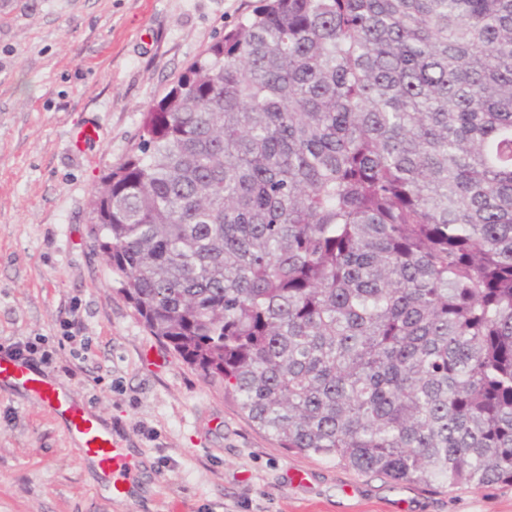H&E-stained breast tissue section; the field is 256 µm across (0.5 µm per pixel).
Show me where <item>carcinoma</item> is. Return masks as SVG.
<instances>
[{"mask_svg":"<svg viewBox=\"0 0 512 512\" xmlns=\"http://www.w3.org/2000/svg\"><path fill=\"white\" fill-rule=\"evenodd\" d=\"M91 223L149 333L281 447L512 483V0H265Z\"/></svg>","mask_w":512,"mask_h":512,"instance_id":"obj_1","label":"carcinoma"}]
</instances>
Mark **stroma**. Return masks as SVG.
I'll return each instance as SVG.
<instances>
[{
  "mask_svg": "<svg viewBox=\"0 0 512 512\" xmlns=\"http://www.w3.org/2000/svg\"><path fill=\"white\" fill-rule=\"evenodd\" d=\"M260 0H0V345L46 337L54 376L141 460L112 500L63 423L0 391V512H512V485L396 482L279 447L144 327L92 247L101 177L147 112ZM99 144L71 154L88 120ZM88 338L82 371L65 332Z\"/></svg>",
  "mask_w": 512,
  "mask_h": 512,
  "instance_id": "stroma-1",
  "label": "stroma"
}]
</instances>
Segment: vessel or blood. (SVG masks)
<instances>
[{
	"label": "vessel or blood",
	"instance_id": "1",
	"mask_svg": "<svg viewBox=\"0 0 512 512\" xmlns=\"http://www.w3.org/2000/svg\"><path fill=\"white\" fill-rule=\"evenodd\" d=\"M100 136L99 125L86 122L71 132L70 149L81 152ZM0 391L36 401L51 414L64 419L72 439L87 460L109 477L112 499L128 498L138 461L116 446L110 429L87 403L76 399L69 388L58 383L48 372L37 369L31 361L10 351H0Z\"/></svg>",
	"mask_w": 512,
	"mask_h": 512
}]
</instances>
